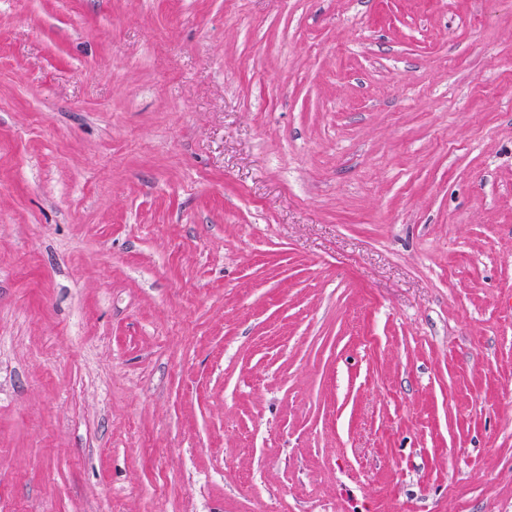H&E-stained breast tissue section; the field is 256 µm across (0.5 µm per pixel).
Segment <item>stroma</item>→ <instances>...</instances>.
Segmentation results:
<instances>
[{
  "label": "stroma",
  "instance_id": "1",
  "mask_svg": "<svg viewBox=\"0 0 512 512\" xmlns=\"http://www.w3.org/2000/svg\"><path fill=\"white\" fill-rule=\"evenodd\" d=\"M512 0H0V512H512Z\"/></svg>",
  "mask_w": 512,
  "mask_h": 512
}]
</instances>
